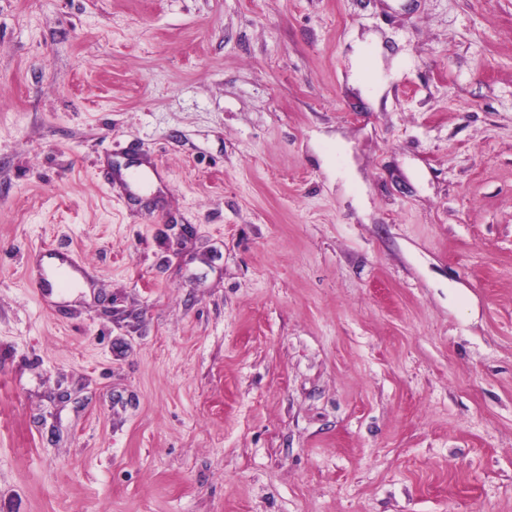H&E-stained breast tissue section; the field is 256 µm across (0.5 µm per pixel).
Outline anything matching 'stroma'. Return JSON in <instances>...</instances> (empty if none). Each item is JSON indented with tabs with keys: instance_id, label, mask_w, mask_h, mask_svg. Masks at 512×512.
I'll list each match as a JSON object with an SVG mask.
<instances>
[{
	"instance_id": "35a3bbf8",
	"label": "stroma",
	"mask_w": 512,
	"mask_h": 512,
	"mask_svg": "<svg viewBox=\"0 0 512 512\" xmlns=\"http://www.w3.org/2000/svg\"><path fill=\"white\" fill-rule=\"evenodd\" d=\"M0 512H512V0H0ZM77 266L78 264L76 262H62L52 267L50 270H46L44 267L40 266L36 269L32 277V282L39 290L46 283L49 284L51 288H72L77 281L74 275Z\"/></svg>"
}]
</instances>
